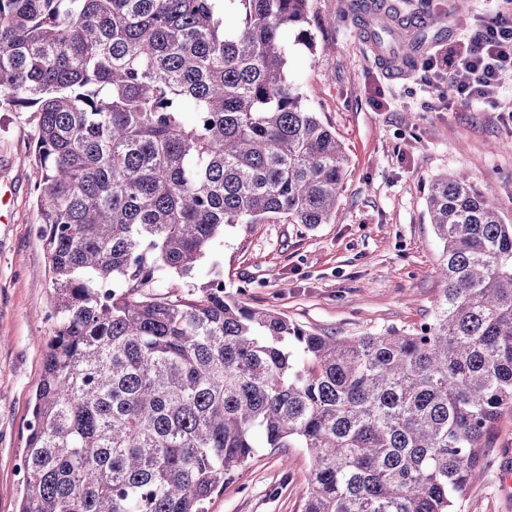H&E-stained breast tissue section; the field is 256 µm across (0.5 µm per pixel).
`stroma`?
<instances>
[{
	"label": "stroma",
	"mask_w": 512,
	"mask_h": 512,
	"mask_svg": "<svg viewBox=\"0 0 512 512\" xmlns=\"http://www.w3.org/2000/svg\"><path fill=\"white\" fill-rule=\"evenodd\" d=\"M401 19H432L429 51L466 41L492 16V0H396ZM351 0H309L315 49L287 35L288 78L335 132L348 156L335 222L236 224L205 259L203 273L172 279L161 291L188 294L205 273L227 291L320 333L360 336L405 332L429 320L443 284L435 267L442 246L427 196L440 176L493 186L512 224V81L496 103L458 104L447 80L423 69L392 71L370 51ZM29 113L0 112V512H17L18 464L26 423L52 333V290L31 189ZM493 460L458 501V512H512V414L493 435ZM310 459L306 450H259L213 494L209 512H302Z\"/></svg>",
	"instance_id": "stroma-1"
}]
</instances>
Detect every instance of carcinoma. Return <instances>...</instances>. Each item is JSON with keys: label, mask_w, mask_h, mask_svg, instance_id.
<instances>
[{"label": "carcinoma", "mask_w": 512, "mask_h": 512, "mask_svg": "<svg viewBox=\"0 0 512 512\" xmlns=\"http://www.w3.org/2000/svg\"><path fill=\"white\" fill-rule=\"evenodd\" d=\"M376 2L371 39L422 65ZM307 25L309 0H0L53 295L20 512H208L262 448L308 452L303 512H455L481 476L512 411V224L467 178L431 186L446 288L412 332L321 335L220 277L153 292L228 224L336 220L347 155L288 82Z\"/></svg>", "instance_id": "carcinoma-1"}]
</instances>
